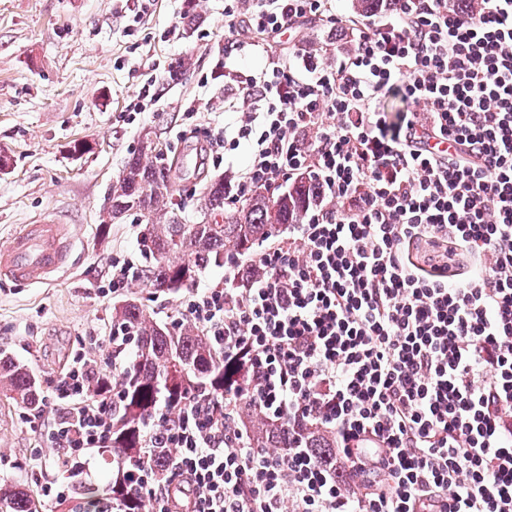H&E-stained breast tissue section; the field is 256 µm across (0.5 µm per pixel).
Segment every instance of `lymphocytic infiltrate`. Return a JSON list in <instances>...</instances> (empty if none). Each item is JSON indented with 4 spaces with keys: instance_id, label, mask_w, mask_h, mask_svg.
<instances>
[{
    "instance_id": "f902f5d3",
    "label": "lymphocytic infiltrate",
    "mask_w": 512,
    "mask_h": 512,
    "mask_svg": "<svg viewBox=\"0 0 512 512\" xmlns=\"http://www.w3.org/2000/svg\"><path fill=\"white\" fill-rule=\"evenodd\" d=\"M312 24L352 49L302 51ZM224 29L239 120L231 138L206 130L205 153L247 148L237 199L304 174L322 199L181 296L173 325L238 381L147 423L131 494L152 512H512V0L346 16L336 0H224ZM252 48L268 64L246 75L233 59ZM393 92L407 108L391 122ZM130 347L116 328L82 345L37 413L61 464L111 446ZM253 408L286 422L283 447L242 432ZM318 430L334 461L309 448ZM157 448L173 451L163 481Z\"/></svg>"
}]
</instances>
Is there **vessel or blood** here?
I'll return each instance as SVG.
<instances>
[{"label": "vessel or blood", "instance_id": "vessel-or-blood-1", "mask_svg": "<svg viewBox=\"0 0 512 512\" xmlns=\"http://www.w3.org/2000/svg\"><path fill=\"white\" fill-rule=\"evenodd\" d=\"M67 226L44 217L25 225L7 247L0 249V278L18 283L44 281L62 271L71 251Z\"/></svg>", "mask_w": 512, "mask_h": 512}]
</instances>
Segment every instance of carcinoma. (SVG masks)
<instances>
[{
  "mask_svg": "<svg viewBox=\"0 0 512 512\" xmlns=\"http://www.w3.org/2000/svg\"><path fill=\"white\" fill-rule=\"evenodd\" d=\"M141 153L125 166L112 184V206L106 219L114 220L131 209L147 219L143 234L145 262L139 276L151 287L177 292L193 284L197 273L224 256L234 259L252 252L266 240L275 227L297 224L306 210L321 198L319 188L310 180L297 182L288 196L252 195L245 206L224 211L222 224H183L174 216L168 194H143L144 185L167 187L164 154L144 161ZM228 185L218 178L206 187L208 205L224 206ZM112 322L135 336L134 362L121 378L123 403L112 421V479L107 495L119 501L126 512H147L142 499L127 494L126 465L142 453L143 431L156 408L168 402L198 381L218 392L234 379L224 365V357L215 353L209 341L191 324L179 329L159 325L148 316L134 298L117 302ZM0 393L34 409L38 393L34 376L10 357L0 358ZM243 431L262 448H279L283 424L265 420L257 411L245 414ZM73 486L80 490L86 509L96 508L99 490L81 487L80 469L71 472ZM0 512H37L30 493L17 485H0Z\"/></svg>",
  "mask_w": 512,
  "mask_h": 512,
  "instance_id": "carcinoma-1",
  "label": "carcinoma"
}]
</instances>
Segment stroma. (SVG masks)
Masks as SVG:
<instances>
[{
  "label": "stroma",
  "mask_w": 512,
  "mask_h": 512,
  "mask_svg": "<svg viewBox=\"0 0 512 512\" xmlns=\"http://www.w3.org/2000/svg\"><path fill=\"white\" fill-rule=\"evenodd\" d=\"M157 0L152 14L132 23L126 0H0V246L20 228L48 214L68 224L72 265L59 281L29 286L0 282V353L24 364L40 395L58 379L83 338L108 335L119 294L102 295L115 255L136 253L141 212L106 224L113 182L138 155L145 138L173 161L167 174L184 223L220 224L224 212L205 201L218 177L239 178L243 152L206 168L188 166L191 144L173 133L188 123L187 101L202 122L233 135L237 116L224 108V81L215 78L224 56V0ZM180 39H166L172 25ZM173 69L161 79L153 105L127 112L143 74ZM85 145L74 153V145ZM56 451L31 427L27 409L0 397V482L21 485L39 512H78L44 497L41 476Z\"/></svg>",
  "instance_id": "35a3bbf8"
}]
</instances>
